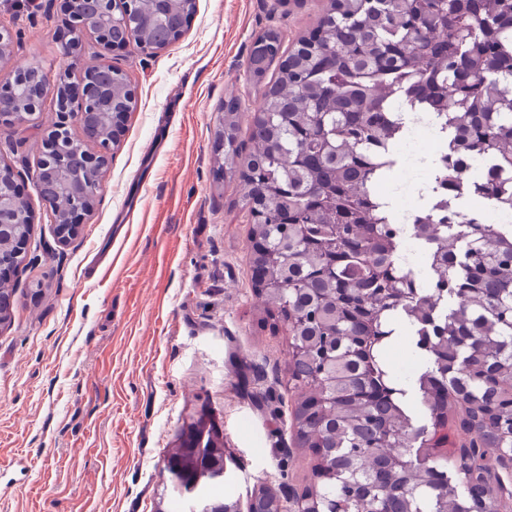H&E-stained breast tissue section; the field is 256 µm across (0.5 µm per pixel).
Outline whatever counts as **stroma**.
<instances>
[{"label": "stroma", "instance_id": "obj_1", "mask_svg": "<svg viewBox=\"0 0 512 512\" xmlns=\"http://www.w3.org/2000/svg\"><path fill=\"white\" fill-rule=\"evenodd\" d=\"M329 5L195 0L183 35L152 55L87 35L70 57L62 0H0L17 66L74 81L112 65L136 96L66 246L30 181L52 107L0 131L34 215L0 327V512H174L166 452L203 404L224 430L225 500L244 510L260 487L310 481L313 458L291 444L288 332L259 313L243 183L225 180L215 142L232 100L249 137L262 101L245 68L254 40L274 29L292 49Z\"/></svg>", "mask_w": 512, "mask_h": 512}]
</instances>
